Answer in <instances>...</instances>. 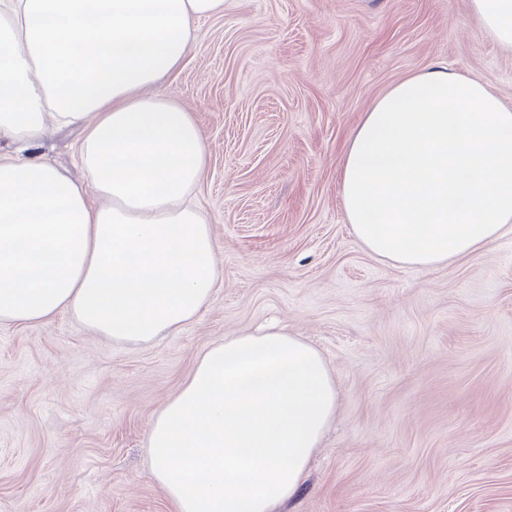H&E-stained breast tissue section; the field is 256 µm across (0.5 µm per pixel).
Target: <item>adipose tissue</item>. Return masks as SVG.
I'll return each instance as SVG.
<instances>
[{
	"label": "adipose tissue",
	"mask_w": 512,
	"mask_h": 512,
	"mask_svg": "<svg viewBox=\"0 0 512 512\" xmlns=\"http://www.w3.org/2000/svg\"><path fill=\"white\" fill-rule=\"evenodd\" d=\"M512 51V0H471ZM224 0H0V324L66 313L147 342L196 319L217 286L213 230L194 199L206 136L161 81ZM80 132L83 181L32 155L47 123ZM341 197L375 257L427 271L512 226V108L432 68L366 112L340 162ZM320 352L281 328L212 344L148 431L176 512H274L336 416Z\"/></svg>",
	"instance_id": "obj_1"
}]
</instances>
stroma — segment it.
<instances>
[{"label":"stroma","mask_w":512,"mask_h":512,"mask_svg":"<svg viewBox=\"0 0 512 512\" xmlns=\"http://www.w3.org/2000/svg\"><path fill=\"white\" fill-rule=\"evenodd\" d=\"M444 66L512 107V54L471 0H226L162 89L204 129L197 199L221 277L176 334L0 324V512H174L147 435L212 344L287 326L324 357L336 419L277 512H512V231L428 271L370 254L339 162L376 100ZM78 131L37 149L74 179Z\"/></svg>","instance_id":"35a3bbf8"}]
</instances>
